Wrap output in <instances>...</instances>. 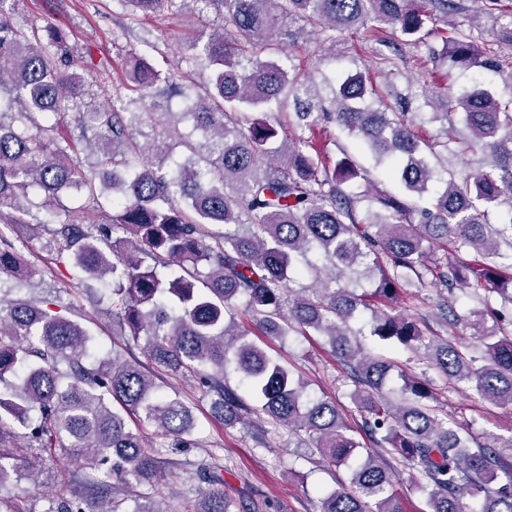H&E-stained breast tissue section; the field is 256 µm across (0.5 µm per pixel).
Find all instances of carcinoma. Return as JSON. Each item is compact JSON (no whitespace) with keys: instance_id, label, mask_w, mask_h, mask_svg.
I'll return each instance as SVG.
<instances>
[{"instance_id":"carcinoma-1","label":"carcinoma","mask_w":512,"mask_h":512,"mask_svg":"<svg viewBox=\"0 0 512 512\" xmlns=\"http://www.w3.org/2000/svg\"><path fill=\"white\" fill-rule=\"evenodd\" d=\"M7 2L0 0V277L22 283L39 275L28 243L15 244L13 235L20 224L50 228L53 251L70 259L81 283L98 284L117 335L141 344L142 358L116 344L93 354L89 328L50 313L47 300L0 298V489L38 481V464L18 449H60L102 477L49 496L43 512H120V497L133 492L132 512H167L161 455L197 447L192 404L157 383L169 374L197 382L224 426L255 414L303 436L331 466L348 468V482L323 498L322 512H407L394 467L374 447L391 449L408 467L425 494L422 512H512V462L494 448L472 450L469 435L434 405L428 380L407 377L402 396L389 398L395 364L348 337L349 321L369 308L370 335L420 354L481 400L512 406V263L497 262L504 247L512 258V101L465 90L456 107L470 137L459 135L452 113L435 111L446 140L425 139L409 101L373 76L396 67L383 52L374 51V69L347 76L327 100L312 78L291 73L288 55L301 39L331 45L336 34L361 28L380 43L382 25L401 43L417 44L438 22L448 24L457 0H121L134 14L172 17L199 5L186 64L208 80L184 86L147 52L132 53L124 78L139 107L93 110L101 160L88 168L70 159L73 143L62 133L85 93L64 34L51 22L40 31L17 27ZM207 8L230 31H208ZM441 39L431 62L491 67L473 32L449 24ZM161 85L176 89L180 116L200 140L186 157L169 149L172 133L155 132L165 113L147 98ZM290 106V129L250 117ZM48 116L54 123L45 125ZM145 128L154 138L142 143ZM337 128L389 162L403 193L349 189L364 179L361 168L346 153L330 161L327 144L314 138L319 131L333 140ZM478 147L490 153L491 170L459 179L429 164L450 148L465 155ZM84 188L94 201L112 197V213L99 203L96 219L88 206L66 203V193ZM34 189L43 194L41 217L32 213ZM364 201L370 207L361 216ZM450 244L474 259L432 257L433 247ZM311 252L326 261L322 269L308 264L318 285L293 295L294 262ZM361 267L378 274L372 292L336 286V273ZM428 279L450 295L484 286L502 297V308L486 303L464 317L443 305L473 330L480 356L426 335L398 309L403 290ZM241 300L242 314L270 336L311 330L328 339L355 383L370 445L356 440L336 403L306 399V383L246 339L235 323ZM230 362L256 406L224 384ZM223 472L204 463L190 474L184 512H230Z\"/></svg>"}]
</instances>
